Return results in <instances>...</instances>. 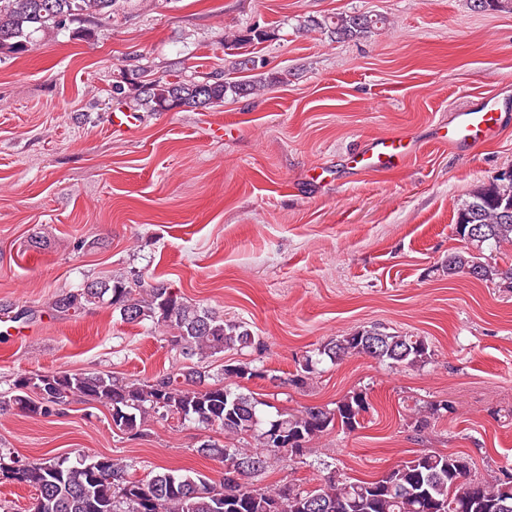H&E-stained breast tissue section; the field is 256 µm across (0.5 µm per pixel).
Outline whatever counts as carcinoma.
<instances>
[{
	"label": "carcinoma",
	"instance_id": "obj_1",
	"mask_svg": "<svg viewBox=\"0 0 512 512\" xmlns=\"http://www.w3.org/2000/svg\"><path fill=\"white\" fill-rule=\"evenodd\" d=\"M121 0H0V52L22 54L35 34L59 31L74 22L110 21ZM477 12L512 10V0H472ZM313 25L336 40L363 39L386 25L380 14L338 13ZM268 33L247 28L235 38L238 45L263 41ZM264 79L228 82L191 81L164 75L143 79L121 75L112 92L156 112L199 108L197 99L212 107L227 95H253ZM456 233L470 248L448 255V277L469 276L499 281L512 289V264L501 267L483 259L485 248L512 244V173H501L478 185L457 210ZM119 312L127 323L149 321L169 333L173 350L193 361L176 373L148 384L125 383L101 372H57L18 378L11 391L0 395V410L18 406L48 417L72 397L109 409L113 425L132 436L150 414L216 426L231 437L220 444L206 440L197 452L224 463L220 484L201 475L163 468L148 479L133 475V465L119 458L55 457L39 462L14 460L0 464V477L35 491L30 512H512V473L504 470L491 480L471 476L470 459L460 453L428 452L406 461L379 478L350 481L331 471L320 483L304 488L295 483L258 486L250 479L270 467L301 459L308 445L336 426L352 429L369 403L366 394L352 392L336 407H307L296 413H263L259 402L245 392L243 381L264 377L248 362L225 361L222 379L209 382L203 362L229 350L255 343L242 324L217 312L193 305L162 283L108 276L88 282L75 293L59 296V312H75L88 304ZM367 355L379 362L421 367L430 357L419 336L393 333L384 327L340 336L299 364L289 383L304 388L327 358L336 363ZM448 406L417 414L414 430L423 432L431 419ZM294 438L288 448L277 438Z\"/></svg>",
	"mask_w": 512,
	"mask_h": 512
}]
</instances>
